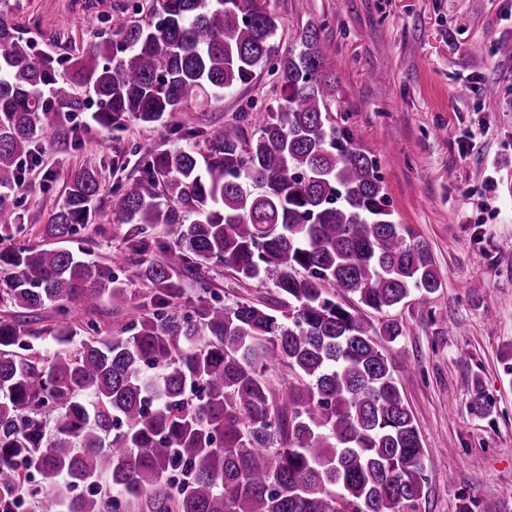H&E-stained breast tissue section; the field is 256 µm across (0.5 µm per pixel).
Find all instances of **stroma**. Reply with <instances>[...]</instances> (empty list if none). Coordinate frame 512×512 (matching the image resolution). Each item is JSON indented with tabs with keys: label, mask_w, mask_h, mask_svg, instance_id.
I'll use <instances>...</instances> for the list:
<instances>
[{
	"label": "stroma",
	"mask_w": 512,
	"mask_h": 512,
	"mask_svg": "<svg viewBox=\"0 0 512 512\" xmlns=\"http://www.w3.org/2000/svg\"><path fill=\"white\" fill-rule=\"evenodd\" d=\"M16 0L14 11L35 54L66 61L106 27L132 19L126 0ZM281 26L277 56L308 26L321 27L325 69L336 78L331 120L376 158L398 222L428 243L442 286L427 306L405 300L387 314L403 334L387 344L397 382L419 426L427 483L418 512H455L460 494L476 512H512V0H269ZM497 91L492 106L484 87ZM67 111L65 132L38 147L15 198L24 217L14 240L35 244L64 203L70 172L98 169L101 191L91 225L67 246L112 265L129 252L131 225L109 212L112 186L140 177L149 151L203 148L205 130L237 123L256 136L252 112L275 105L281 87L269 69L202 107L118 130L93 119V93ZM180 302L280 298L268 284L240 281L223 266L180 283ZM150 289L128 286L116 304L102 298L90 318L102 335H120L151 311ZM482 398L487 411L473 405Z\"/></svg>",
	"instance_id": "1"
}]
</instances>
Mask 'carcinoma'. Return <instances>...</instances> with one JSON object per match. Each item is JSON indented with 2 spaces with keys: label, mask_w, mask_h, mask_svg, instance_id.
<instances>
[{
  "label": "carcinoma",
  "mask_w": 512,
  "mask_h": 512,
  "mask_svg": "<svg viewBox=\"0 0 512 512\" xmlns=\"http://www.w3.org/2000/svg\"><path fill=\"white\" fill-rule=\"evenodd\" d=\"M267 2H134L150 21L83 49L65 78L0 9L5 230L20 219L10 197L22 161L57 134L46 91L75 107V87L91 86L106 130L160 123L269 63L282 92L255 138L212 126L204 149L152 152L144 175L114 188L113 222L134 225L120 274L56 247L91 223L92 167L71 172L46 243L0 249V503L16 504L37 476L41 512H121L131 499L147 512H415L422 438L379 344L403 325L365 311L424 304L441 282L429 245L396 220L376 161L330 120L336 82L319 30L272 60L280 22ZM185 208L196 215L188 224ZM159 224L177 237L153 255L145 237ZM213 264L271 284L281 308L182 310L177 280ZM129 283L153 290V310L123 336L70 318L25 329L22 317L44 309L68 317L105 295L118 302ZM42 345L53 355L35 352ZM275 364L298 379L278 394L265 378ZM84 485L93 492L72 495Z\"/></svg>",
  "instance_id": "obj_1"
}]
</instances>
